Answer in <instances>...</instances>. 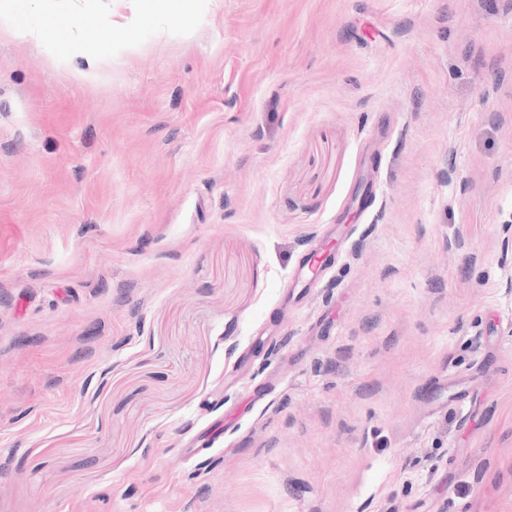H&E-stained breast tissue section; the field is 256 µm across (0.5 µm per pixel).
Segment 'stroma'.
<instances>
[{
    "label": "stroma",
    "mask_w": 512,
    "mask_h": 512,
    "mask_svg": "<svg viewBox=\"0 0 512 512\" xmlns=\"http://www.w3.org/2000/svg\"><path fill=\"white\" fill-rule=\"evenodd\" d=\"M53 14L72 25L41 40ZM20 20L0 38V512H512V0H35ZM329 224L345 255L279 313ZM444 373L468 427L423 398ZM216 421L223 443L186 457Z\"/></svg>",
    "instance_id": "35a3bbf8"
}]
</instances>
